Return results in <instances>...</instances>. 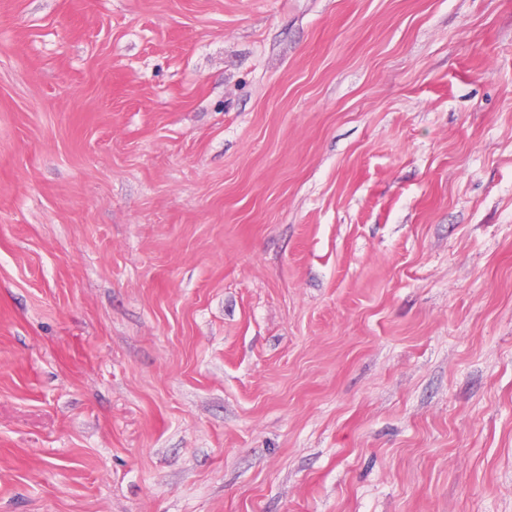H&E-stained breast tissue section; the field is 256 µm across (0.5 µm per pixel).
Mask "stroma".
I'll return each mask as SVG.
<instances>
[{"label":"stroma","instance_id":"obj_1","mask_svg":"<svg viewBox=\"0 0 512 512\" xmlns=\"http://www.w3.org/2000/svg\"><path fill=\"white\" fill-rule=\"evenodd\" d=\"M0 512H512V0H0Z\"/></svg>","mask_w":512,"mask_h":512}]
</instances>
